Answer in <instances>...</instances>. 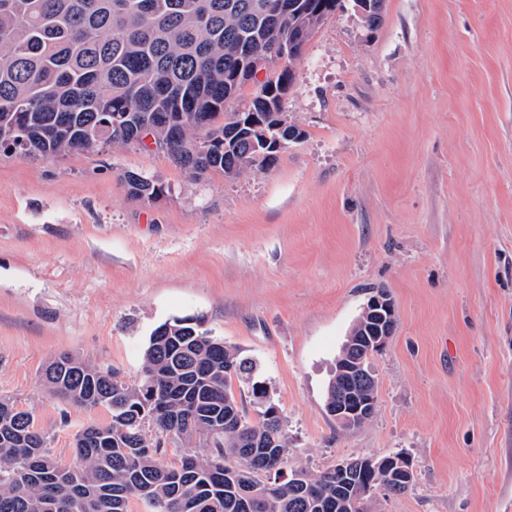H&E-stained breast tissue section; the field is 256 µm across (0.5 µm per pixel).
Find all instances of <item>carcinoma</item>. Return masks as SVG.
I'll return each mask as SVG.
<instances>
[{
  "label": "carcinoma",
  "instance_id": "1",
  "mask_svg": "<svg viewBox=\"0 0 512 512\" xmlns=\"http://www.w3.org/2000/svg\"><path fill=\"white\" fill-rule=\"evenodd\" d=\"M368 2L363 19L372 28L384 0ZM258 3L0 0V148L50 159L102 138L134 146L150 135L191 180L270 168L281 153L276 139L297 132L282 103L305 46L342 0H288L277 19ZM260 62L282 68L248 112L224 115ZM123 183L140 201L164 192L134 172ZM44 379L63 402L103 409L110 420L90 425V436L79 430L75 461L65 464L33 413L0 399V512H129L133 500L146 512H373L372 489L404 482L389 455L374 471L339 476L288 469L282 419L250 418L233 394V383H244L256 411L272 410L262 404L256 361L197 323L156 327L132 384L74 357L50 363ZM147 424L188 442L202 438L208 454L167 464Z\"/></svg>",
  "mask_w": 512,
  "mask_h": 512
}]
</instances>
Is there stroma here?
Wrapping results in <instances>:
<instances>
[{"mask_svg": "<svg viewBox=\"0 0 512 512\" xmlns=\"http://www.w3.org/2000/svg\"><path fill=\"white\" fill-rule=\"evenodd\" d=\"M275 166L189 181L168 154L106 145L0 153V397L62 462L104 410L43 382L63 354L136 381L152 331L193 316L254 358L288 462L309 473L408 456L415 486L375 512H512V0L353 4L305 47ZM166 192L147 203L122 179ZM386 291L374 416L346 430L327 387ZM123 183L127 186L130 197L150 202L163 195L164 187L155 181H148L137 176L135 172H128L123 177Z\"/></svg>", "mask_w": 512, "mask_h": 512, "instance_id": "obj_1", "label": "stroma"}]
</instances>
